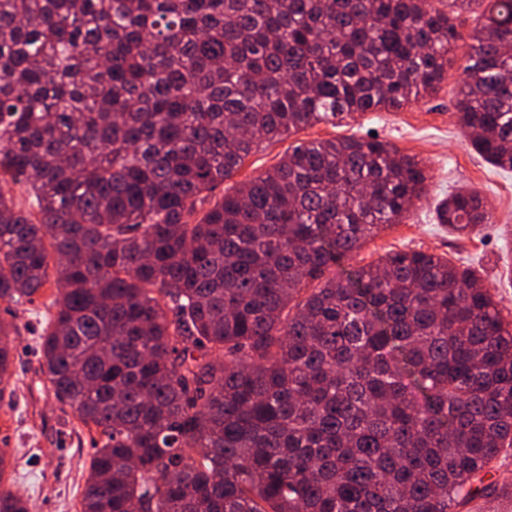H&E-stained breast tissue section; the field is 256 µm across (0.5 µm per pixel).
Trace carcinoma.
I'll use <instances>...</instances> for the list:
<instances>
[{
    "mask_svg": "<svg viewBox=\"0 0 512 512\" xmlns=\"http://www.w3.org/2000/svg\"><path fill=\"white\" fill-rule=\"evenodd\" d=\"M512 170V0H0V303L50 281L41 372L100 435L81 512H461L512 453V321L468 266L399 250L426 196L376 136L315 140L215 201L254 147L448 77ZM20 183L29 205L2 185ZM491 223L462 187L436 207ZM13 324L0 322V378ZM0 512L28 502L0 489Z\"/></svg>",
    "mask_w": 512,
    "mask_h": 512,
    "instance_id": "1",
    "label": "carcinoma"
}]
</instances>
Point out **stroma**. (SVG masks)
Masks as SVG:
<instances>
[{"label": "stroma", "mask_w": 512, "mask_h": 512, "mask_svg": "<svg viewBox=\"0 0 512 512\" xmlns=\"http://www.w3.org/2000/svg\"><path fill=\"white\" fill-rule=\"evenodd\" d=\"M477 18L474 12L454 16L460 38L450 54L448 77L436 93L397 110L363 112L262 143L233 178L213 190V198L264 172L297 144L377 135L401 152L423 159L431 179L426 197L413 214L368 239L353 265L409 248L448 256L455 263L470 264L496 293L503 316L512 320V171L484 162L467 145L457 121L456 104ZM462 185L478 190L492 214L488 228L465 237L435 218L437 201ZM53 292L49 284L34 302L0 303V319L19 329L11 376L0 382V452L6 453L8 461L0 486L22 495L30 512H80L94 435L70 407L55 399L40 371V337L52 311Z\"/></svg>", "instance_id": "1"}]
</instances>
